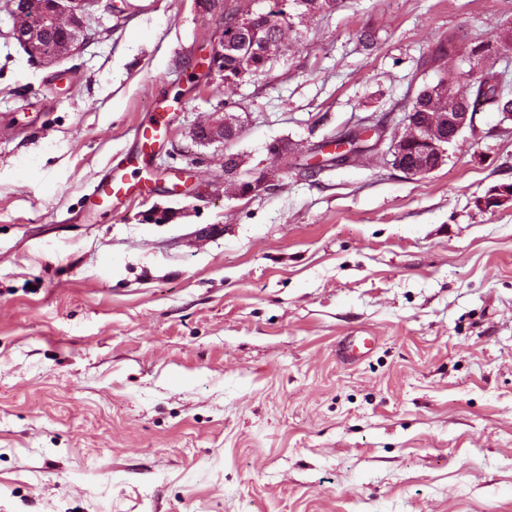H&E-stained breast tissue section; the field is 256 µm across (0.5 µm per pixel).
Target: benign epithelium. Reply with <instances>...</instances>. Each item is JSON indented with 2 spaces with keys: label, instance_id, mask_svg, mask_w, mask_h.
I'll list each match as a JSON object with an SVG mask.
<instances>
[{
  "label": "benign epithelium",
  "instance_id": "benign-epithelium-1",
  "mask_svg": "<svg viewBox=\"0 0 512 512\" xmlns=\"http://www.w3.org/2000/svg\"><path fill=\"white\" fill-rule=\"evenodd\" d=\"M97 0H45L43 16L37 26H30L19 22L25 17V4L20 0L11 2L13 17L12 38L15 39L30 55V57L51 63L65 56H73L82 51L86 40L79 36V32L85 29V17L90 9L95 6ZM60 29L67 33L66 38L60 43L50 46L46 43V33ZM257 54L263 58L271 57V44L232 40L223 36L222 41L212 48L205 56V67L217 69L224 66V55L234 58H248L251 54ZM475 112H437L436 120L424 127H413V134L417 140L425 142L429 150L438 158L436 165L408 166L401 159L399 144L401 135L392 138L388 148L391 155L389 164L395 170L406 177L424 178L442 166L447 159L448 146L454 143L467 128L474 127ZM238 118L229 117L222 112H214L204 124L196 126L191 132L193 143L205 145L222 141L226 144L236 140ZM386 130L381 123L366 124L353 131L346 132L339 137L327 141V153L332 155L330 162L347 163L357 158L366 151L363 143L373 139L375 146H380L384 141ZM278 187L276 179L268 172L242 181L237 184V191L241 196H247L259 189L274 190Z\"/></svg>",
  "mask_w": 512,
  "mask_h": 512
}]
</instances>
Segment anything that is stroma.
<instances>
[{
  "instance_id": "stroma-1",
  "label": "stroma",
  "mask_w": 512,
  "mask_h": 512,
  "mask_svg": "<svg viewBox=\"0 0 512 512\" xmlns=\"http://www.w3.org/2000/svg\"><path fill=\"white\" fill-rule=\"evenodd\" d=\"M5 2L0 512H512V201L483 205L512 184V124L480 113L422 179L382 146L311 167L463 79L512 0H338L232 86L199 57L268 0H99L51 64ZM158 102L147 194L90 210ZM224 108L238 139L194 144ZM276 141L278 188L239 195L225 152L259 174ZM346 336L370 352L341 359ZM386 130L383 124L374 123L360 126L359 128L341 134L340 137H335L327 141L325 147H330L326 153L334 155L328 162L332 163H347L352 159L357 158L366 151V146L362 144L370 141L373 137L376 138L374 147H378L384 141ZM353 143V145H351Z\"/></svg>"
}]
</instances>
